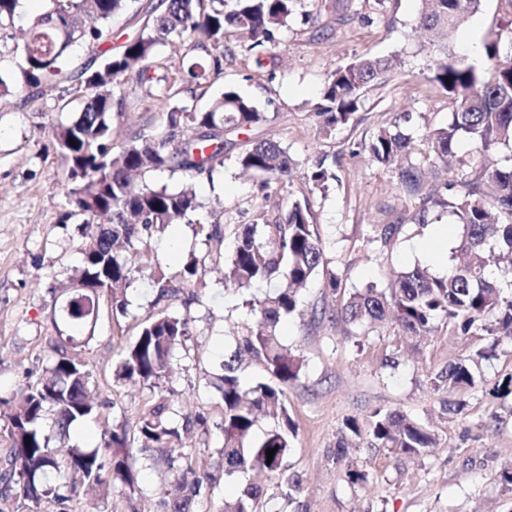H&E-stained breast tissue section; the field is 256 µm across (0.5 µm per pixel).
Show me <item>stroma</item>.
<instances>
[{
  "label": "stroma",
  "mask_w": 512,
  "mask_h": 512,
  "mask_svg": "<svg viewBox=\"0 0 512 512\" xmlns=\"http://www.w3.org/2000/svg\"><path fill=\"white\" fill-rule=\"evenodd\" d=\"M51 0H20L15 26L0 30V78L19 77V29L48 12ZM318 11L308 22L309 11ZM421 0H341L338 9L318 10L315 0H299L278 35L272 71L251 73L248 42L229 33L222 70L193 88L197 109H207L224 91L253 102L267 120L247 135L228 134L224 167L214 177L195 179L201 222L259 224L285 212L289 200L309 199L321 237L327 267L341 279L339 294L325 289L316 276L304 292L306 308H337L342 294L374 284L387 287L398 273L420 265L445 275L462 228L446 209H430L425 223L412 220V205L397 170L376 162L369 144L380 129L395 127L409 135L416 151L427 149L429 129L446 125L454 105L432 80L437 53L416 30ZM496 32L501 58L512 57V7L506 0H482L479 11L448 39V49L466 59L470 36ZM399 55L402 68L385 83L367 88L358 111L346 125L323 132L314 106L329 76L358 56ZM125 108L113 119V144L121 146L141 129L156 126L166 105L136 82L125 85ZM80 107L66 85L38 96L14 92L0 97V396L9 397L47 364L45 338L53 331L54 290L79 265L86 238L79 218H65L59 196L64 167L52 147V129ZM275 137L299 169L324 160L338 176L328 190L310 191L293 179L287 194L263 200L261 177L242 173L236 164L243 138ZM396 223L400 232L388 246L374 243V228ZM447 225L448 244L439 254L424 252L432 228ZM234 245L226 235L220 251H209L181 223L152 240L143 262L167 272L181 269L189 255L205 257L207 275L198 287L199 301H170L169 311L188 314L195 334L189 353L167 382L179 401L207 417L206 430L185 437L204 466L214 465L223 445L222 409L216 389L234 324L244 311L239 295L224 291L223 257ZM129 313L112 315L109 298H101L99 318L82 355L94 370L103 398L110 401L100 420L71 433L74 445L95 447L105 427L123 420L129 437L137 435L138 409L151 395L139 383L112 380L114 347L132 340L139 322L152 312L154 294L142 283L129 290ZM281 336L299 350L305 371L287 394L298 437L288 459L303 477L302 501L307 512H512V393L503 383L512 375V337H463L446 326L411 349L394 324L369 330H346L342 324L315 322L310 316L285 319ZM481 348L488 359L474 370L475 385L464 395L461 413L444 412L440 394L428 384L431 374ZM400 411L430 424L439 445L419 456L399 455L364 444L353 452L366 482H350L331 454L344 421L366 418L377 408ZM133 465L143 491L139 512H161L163 474L145 454L134 453Z\"/></svg>",
  "instance_id": "stroma-1"
}]
</instances>
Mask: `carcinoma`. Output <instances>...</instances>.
Masks as SVG:
<instances>
[{
	"mask_svg": "<svg viewBox=\"0 0 512 512\" xmlns=\"http://www.w3.org/2000/svg\"><path fill=\"white\" fill-rule=\"evenodd\" d=\"M19 0H0V27L15 26ZM298 0H160L149 5L131 34L115 48H106L73 77L64 69L78 43L100 47L109 41L112 18L128 7V0H53L49 12L35 17L25 30L17 90L33 96L44 85L75 81L71 94L82 100L80 112L53 127L58 156L67 173L63 197L68 216L82 218L90 230L82 260L61 291L66 296L53 320L54 335L45 337L49 365L5 401L0 421L10 446L0 452V512H41L50 501L55 512H70V497L61 478L106 496L121 485L133 494L139 489L138 472L129 459L132 443L126 425L117 423L97 446L69 444L70 430L101 415L107 401L97 396L94 371L80 356V348L93 338L95 323L88 314L103 296L112 300V314L124 316L128 290L137 281L155 293L154 305L170 301L196 284L205 261L189 255L173 273L148 270L141 251L181 221L192 225L205 244L224 241L226 225L193 221L200 208L195 191L149 185L135 177L169 170L194 180L224 166V135L241 134L266 121L252 102L226 91L205 111L182 97V90L166 86L158 75V48L190 40L193 49L221 61L228 29L248 35L249 58L257 71L273 65L276 32L295 10ZM418 27L443 54L435 63L431 80L457 102L451 121L427 135L423 160H408L410 138L398 130L382 129L369 144L373 158L399 166V179L408 194L420 200L415 216L426 218V204L446 205L462 225L451 265L444 277L421 266L399 273L386 288L374 284L348 294L340 308L312 309L313 320L335 321L349 327L393 322L402 336L419 341L446 324L461 336H512V293L506 294L489 278L481 253L489 244L512 264V167L485 169L467 183L462 196L443 198L441 187L451 182L428 179L426 171L436 161L457 154L468 141L481 154L512 141V60L500 58L499 38L489 32L484 39L486 61L479 66L448 54L443 45L448 31L463 25L476 13L481 0H429ZM402 65L397 56H359L337 68L328 78L316 116L322 129L347 124L358 111L363 91L381 84ZM204 62L187 69V83L208 78ZM136 80L156 97L170 102L159 125L141 131L120 148L112 146V114L124 100L115 90ZM239 166L264 177L263 187L288 186L295 162L280 142L265 138L249 141L237 156ZM306 183L324 190L337 179L336 172L319 164L309 170ZM234 247L224 257V291L243 296L247 319L234 334V348L224 354L220 405L224 446L219 468H197L190 452H175L176 443L195 428L206 429V418L190 407L177 405L175 392L164 386L174 361L193 335L192 318L164 306L140 324L136 337L120 347L113 380L131 381L153 390L140 409L138 443L151 452L153 463L167 469L162 491L163 512H195L196 497L224 476L243 473L246 487L217 512H258L259 500L269 483L292 502L302 492V479L290 471L297 428L287 404L288 388L304 373L305 361L293 354L278 326L302 305L301 290L325 266L324 252L309 202H288L287 212L274 221L242 224L234 229ZM263 288V296L246 295ZM483 357L477 352L438 371L430 378L436 392L453 393L474 386L472 365ZM259 371L252 384L242 382L243 363ZM270 425L256 439L263 421ZM367 436L371 446L389 448L401 455H418L437 446L431 428L395 410L377 409L365 423L345 420L336 441L334 460L347 468L348 478L367 482L352 468L349 448L353 438ZM30 442H25V438ZM276 449L272 461L267 450Z\"/></svg>",
	"mask_w": 512,
	"mask_h": 512,
	"instance_id": "cac0c4a2",
	"label": "carcinoma"
}]
</instances>
